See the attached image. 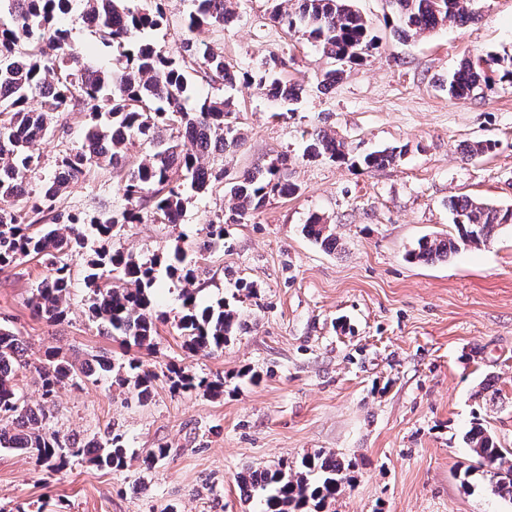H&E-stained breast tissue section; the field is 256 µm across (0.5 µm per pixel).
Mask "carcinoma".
<instances>
[{
  "label": "carcinoma",
  "instance_id": "carcinoma-1",
  "mask_svg": "<svg viewBox=\"0 0 512 512\" xmlns=\"http://www.w3.org/2000/svg\"><path fill=\"white\" fill-rule=\"evenodd\" d=\"M75 0H0V270L24 259L45 264L47 274L29 298L32 312L50 323L66 316L70 293V260L84 248L82 226L90 225L102 238L115 236L123 226L151 218L162 224H179L184 206L196 195L225 184L234 206L216 220H209V235L224 239V225L242 224L263 208L269 199L292 195L296 187L281 174L280 163L243 172L224 182V164L206 167L201 159L222 156L236 145L240 134L232 103L224 97L206 99L187 107L189 85L234 86L242 81L272 88L283 84L275 77L283 57L273 54L256 70L239 72L224 62V55L189 39L182 42L174 59L143 37L164 19L163 0H81V15L92 14V29L99 42L117 51V68L90 63L85 51L75 45L61 24ZM196 10L186 27H225L234 13L226 0H194ZM393 30L407 36L429 31L447 21L479 20L475 0H386ZM268 19L308 34L332 60L321 86L336 81L344 66L362 62L374 46L369 22L351 0H295L290 12L272 8ZM512 84V55L489 56L473 63L465 60L448 79V95L467 98L496 83ZM40 99V111L29 108ZM83 112L88 123L83 141L67 149L57 160L56 171L34 196L20 187L28 185L27 174L38 162V145L57 131L58 118ZM137 140L149 141L154 150L140 158L129 154ZM492 140L467 144L464 158L481 157L495 148ZM404 150L384 149L354 155L347 143L325 130L312 137L305 148L311 158L327 157L364 169L382 167L401 157ZM93 168L122 173L121 191L126 206L120 211L103 210L81 216L62 203L70 184ZM457 236L425 237L409 253L423 263L445 260L460 246L483 244L495 231L512 224V208L462 197L449 201ZM313 242L326 249L336 247V235L318 216L303 227ZM174 262L165 266L169 277L195 278L197 261L180 245ZM161 263L143 262L123 251H102L86 261L84 284L89 290L88 311L101 334L113 336L126 348L152 345L157 323L165 316L153 310L152 292ZM184 313L176 323L190 354L224 348L237 326L234 311L224 301L199 307L194 292L182 293ZM26 341L10 327L0 324V448L13 449L55 469L68 458L84 456L96 466L121 469L127 450L122 435L115 433L101 442L62 438L51 429L49 403L67 383L85 378L94 382L113 376L139 400L150 398L154 375L140 370L132 359L117 365L105 356L81 364L58 352L34 367L42 402L32 405L19 390L16 373L28 366ZM172 387L219 393L224 378L196 379L172 369ZM473 468L500 471L493 493L512 499V449L501 448L480 422H472L466 434ZM350 465L334 453L307 455L301 465L249 468L236 476L246 499L260 505L259 512H306L321 510L350 481Z\"/></svg>",
  "mask_w": 512,
  "mask_h": 512
}]
</instances>
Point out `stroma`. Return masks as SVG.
Returning a JSON list of instances; mask_svg holds the SVG:
<instances>
[{
	"mask_svg": "<svg viewBox=\"0 0 512 512\" xmlns=\"http://www.w3.org/2000/svg\"><path fill=\"white\" fill-rule=\"evenodd\" d=\"M293 0H228L234 23L188 30L193 0H166L162 26L148 40L177 56L185 39L210 45L246 71L284 56L278 77L301 84L295 104L251 85L223 88L237 110L241 140L224 153L226 178L285 159L294 195L271 199L243 224L209 243V218L233 202L216 191L194 197L181 223L128 224L116 237L89 238L72 258L68 315L52 324L33 316L31 291L46 275L27 260L0 272V322L27 340L37 361L61 350L77 361L105 354L138 359L155 372L154 393L138 401L114 379L61 389L51 408L60 433L106 439L122 434L124 468L70 460L53 471L28 455L0 449V512H256L235 481L246 468L295 464L334 453L350 462L351 480L325 512H512L494 496L492 469H464L463 437L474 419L512 448V227L448 259L408 258L424 237L453 235L449 201L470 196L512 206V85L467 99L445 83L465 59L512 54V0H482L478 23H444L410 37L394 34L385 0H354L377 38L372 57L346 66L320 87L331 63L318 44L265 19ZM64 135L44 141L28 188L55 172L86 128L82 113L61 117ZM369 152L404 149L389 165L361 170L328 158H304L317 130ZM495 141L493 153L468 160L463 146ZM120 177L92 169L71 185L76 213L125 206ZM330 224L338 245L326 250L302 227L312 215ZM210 248L191 284L161 277L154 294L163 313L153 350H125L88 318L87 258L121 250L168 257L175 245ZM201 304L229 302L241 323L223 350L189 354L176 323L183 287ZM196 376L224 377V391L172 390L169 365ZM258 382L241 379L244 370ZM168 448L146 466L147 449Z\"/></svg>",
	"mask_w": 512,
	"mask_h": 512,
	"instance_id": "stroma-1",
	"label": "stroma"
}]
</instances>
